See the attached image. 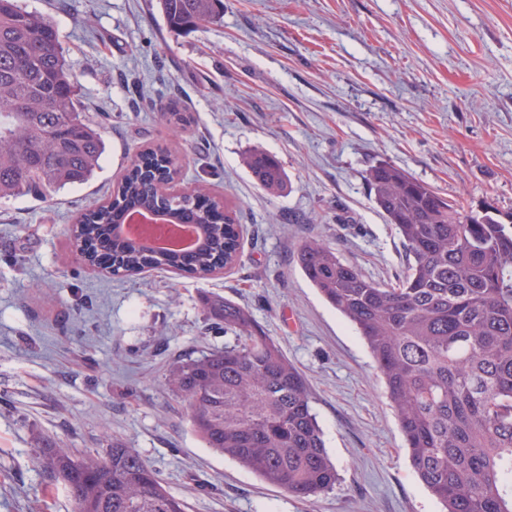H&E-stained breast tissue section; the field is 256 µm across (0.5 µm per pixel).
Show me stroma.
<instances>
[{
  "mask_svg": "<svg viewBox=\"0 0 512 512\" xmlns=\"http://www.w3.org/2000/svg\"><path fill=\"white\" fill-rule=\"evenodd\" d=\"M56 25L79 104L106 149L85 185L0 203V512H73L33 442L112 439L159 471L187 512H441L354 328L303 276L315 237L373 280L407 265L369 196L393 163L472 209L512 212V0H224L220 21L172 35L157 0H26ZM190 113L178 132L159 105ZM163 146L240 210L243 252L199 278L93 270L70 235L130 157ZM276 157L285 188L242 158ZM247 308L302 373L339 481L305 501L206 448L165 376L227 343L203 306ZM243 163L253 179L263 189L280 192L285 185V175L279 162L263 150H253L246 154Z\"/></svg>",
  "mask_w": 512,
  "mask_h": 512,
  "instance_id": "obj_1",
  "label": "stroma"
}]
</instances>
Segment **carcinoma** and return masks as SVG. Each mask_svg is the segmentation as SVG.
<instances>
[{"instance_id": "carcinoma-1", "label": "carcinoma", "mask_w": 512, "mask_h": 512, "mask_svg": "<svg viewBox=\"0 0 512 512\" xmlns=\"http://www.w3.org/2000/svg\"><path fill=\"white\" fill-rule=\"evenodd\" d=\"M177 34L220 18L224 0H158ZM104 143L78 105L57 30L20 0H0V199L47 198L88 182ZM263 189L280 192L279 162L256 149L243 158ZM180 174L171 151L132 160L112 200L73 228L83 261L112 274L148 268L208 276L236 265V213L201 188L182 199L162 181ZM365 179L407 249L393 283L365 277L334 248L310 238L297 253L309 283L358 332L380 371L412 470L442 512H512V223L450 201L388 162ZM130 208L199 227L195 250L154 249L108 235ZM234 342L178 360L165 377L208 448L300 500L333 489L312 397L297 366L243 306L204 298ZM34 461L67 490L74 512H186L159 473L118 439L102 451L37 445Z\"/></svg>"}]
</instances>
